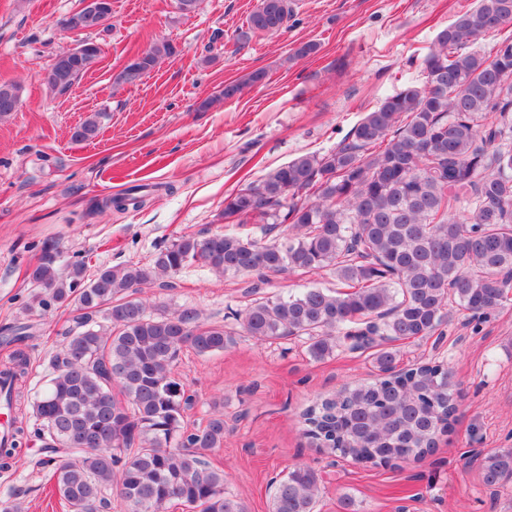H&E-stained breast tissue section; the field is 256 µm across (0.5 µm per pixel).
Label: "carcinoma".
I'll return each mask as SVG.
<instances>
[{
	"instance_id": "obj_1",
	"label": "carcinoma",
	"mask_w": 512,
	"mask_h": 512,
	"mask_svg": "<svg viewBox=\"0 0 512 512\" xmlns=\"http://www.w3.org/2000/svg\"><path fill=\"white\" fill-rule=\"evenodd\" d=\"M290 0H257L239 39L274 35L288 22ZM512 0H476L440 31L421 61L424 81L409 83L365 113L349 136L322 155L303 154L224 198V222L260 235L224 231L179 236L148 264H58L44 246L28 271L49 301L77 314L49 358L50 379L32 403L42 467L70 512H101L115 492L130 512H248L224 495V472L206 452L224 447V412L188 430L192 404L173 366L181 349L222 352L236 332L206 324L193 308L151 314L137 291L200 262L221 275L266 273L336 277L334 288H304L256 298L236 314L260 341L303 336L311 360L337 351L371 352L376 377L321 399L300 413L303 434L323 452L359 463L399 467L437 448L456 420L458 385L448 366L428 362L396 370L389 344L434 335L456 310L477 319L498 312L512 292ZM498 32L490 51L472 45ZM178 53L158 40L116 77L133 85ZM50 66L45 81L70 92L97 62ZM260 71L224 86L223 98L262 81ZM104 113L89 115L77 141L97 136ZM0 368V406L10 416L0 439V470L28 446L20 419V383L29 338ZM478 479L488 488L512 482V448L485 453ZM321 479L300 465L275 486L271 512H316Z\"/></svg>"
}]
</instances>
